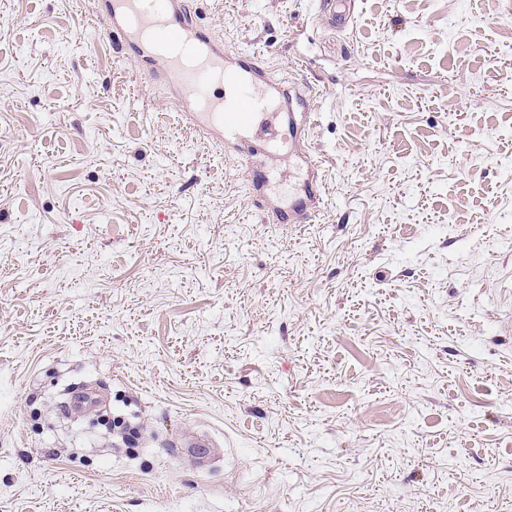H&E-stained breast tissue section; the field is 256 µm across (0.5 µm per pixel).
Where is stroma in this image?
I'll use <instances>...</instances> for the list:
<instances>
[{
	"label": "stroma",
	"instance_id": "stroma-1",
	"mask_svg": "<svg viewBox=\"0 0 512 512\" xmlns=\"http://www.w3.org/2000/svg\"><path fill=\"white\" fill-rule=\"evenodd\" d=\"M187 6L315 95L326 207L266 223L95 0H0V512H512V0ZM97 429L101 438L112 447V438L120 437L123 443H127L124 436L125 429L116 423L112 424V403L104 405L98 410ZM175 447L177 448L178 454L191 456L198 459L197 461L199 463H203L204 461L201 459L204 458L207 448H215L216 445L208 437H194L188 440L178 441Z\"/></svg>",
	"mask_w": 512,
	"mask_h": 512
}]
</instances>
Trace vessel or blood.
I'll use <instances>...</instances> for the list:
<instances>
[{
    "label": "vessel or blood",
    "instance_id": "1",
    "mask_svg": "<svg viewBox=\"0 0 512 512\" xmlns=\"http://www.w3.org/2000/svg\"><path fill=\"white\" fill-rule=\"evenodd\" d=\"M186 0H97V26L117 39L137 73L166 87L179 112L200 128L225 156L248 166L257 197L268 192L264 158L290 143L300 182L287 206L270 208V224H309L324 209L322 162L304 144L316 108L297 82L275 77L256 54L225 49L189 15Z\"/></svg>",
    "mask_w": 512,
    "mask_h": 512
}]
</instances>
